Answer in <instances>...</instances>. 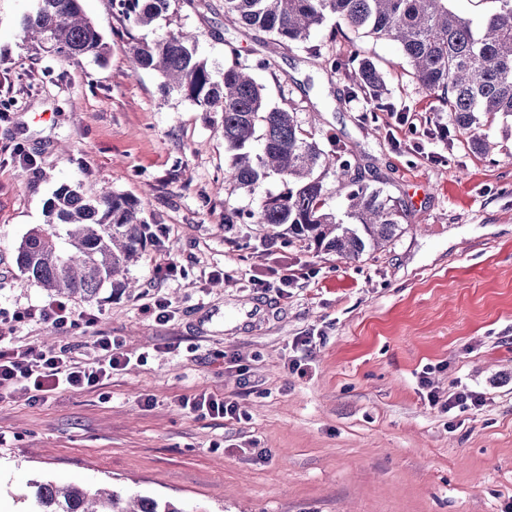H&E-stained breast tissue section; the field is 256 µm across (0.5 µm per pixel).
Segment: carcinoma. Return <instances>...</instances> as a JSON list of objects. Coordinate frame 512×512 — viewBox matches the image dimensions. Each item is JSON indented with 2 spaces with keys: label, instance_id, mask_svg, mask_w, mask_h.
Segmentation results:
<instances>
[{
  "label": "carcinoma",
  "instance_id": "obj_1",
  "mask_svg": "<svg viewBox=\"0 0 512 512\" xmlns=\"http://www.w3.org/2000/svg\"><path fill=\"white\" fill-rule=\"evenodd\" d=\"M450 0H224L225 16L261 32L277 45L305 43L327 18L377 39L395 43L414 81L448 110L455 139L474 153L489 143L483 128L497 119L512 120V0H492L493 12L475 23L459 16ZM170 0H117L116 9L139 26L151 25ZM24 39L49 45L64 60L105 59L108 43L82 8V0H35L24 17ZM198 36L169 32L130 48L133 72L152 70L164 87L203 112L221 113L224 143L232 152L224 184L254 192L272 175L280 191L267 192L255 212L232 210L224 223L258 224L286 244L312 245L326 254L356 260L390 245L401 226L415 223L400 202L364 182L354 154L336 147L325 151L296 113L268 104L257 68L267 59L249 61L230 48L221 79L197 52ZM321 66L350 75L354 87L386 107L390 89L374 60L351 54L322 56ZM336 176V194L347 204L346 224L326 208L324 179ZM138 199L107 194L86 197L63 183L53 192L44 223L31 228L17 250L26 278L55 297L94 301L103 287L114 293L130 285V267L148 247L169 251L161 229H152ZM31 512H192L171 500L123 496L107 488L37 481Z\"/></svg>",
  "mask_w": 512,
  "mask_h": 512
}]
</instances>
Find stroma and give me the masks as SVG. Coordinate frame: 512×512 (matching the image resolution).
Listing matches in <instances>:
<instances>
[{"mask_svg":"<svg viewBox=\"0 0 512 512\" xmlns=\"http://www.w3.org/2000/svg\"><path fill=\"white\" fill-rule=\"evenodd\" d=\"M30 0H0V333L16 345L71 347L94 357L98 334L120 337L132 361L109 384L44 403L0 395V501L30 512L48 479L112 484L124 494L183 501L201 512H505L512 504V124L496 121L477 156L434 138L449 113L409 75L388 41L337 30L309 43L361 54L387 69L389 101L416 116L394 127L341 71L305 50L233 26L224 0H170L151 26L112 0H83L109 46L104 61H65L23 39ZM199 36L221 74L229 48L270 58L255 72L270 105L296 108L324 149L352 151L367 182L416 217L386 249L347 260L272 242L224 214L260 196L224 184L220 113L132 73L131 46L167 31ZM35 160L25 167L16 148ZM89 195L140 199L174 243L147 249L130 294L103 289L89 327L56 329L12 316L49 302L16 263L59 182ZM180 273L155 278L164 259ZM304 268L286 296L252 283L260 264ZM226 271L227 279L211 274ZM171 303L168 320L144 296ZM311 338L309 348L300 339ZM304 360L305 372L290 363ZM429 386H422V379ZM468 388L483 404L442 412L428 391ZM201 391L238 404L239 419L201 418L180 399ZM153 406H145V398Z\"/></svg>","mask_w":512,"mask_h":512,"instance_id":"stroma-1","label":"stroma"}]
</instances>
